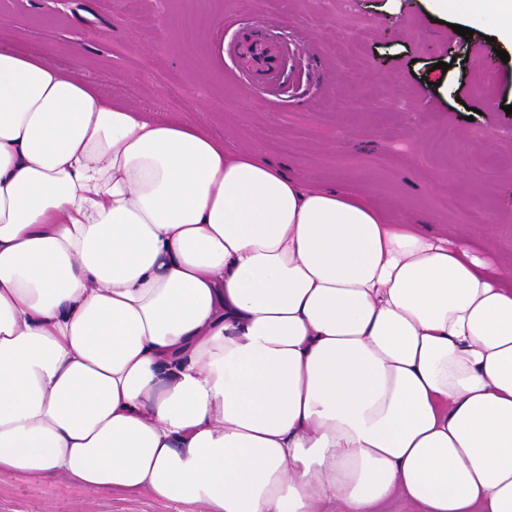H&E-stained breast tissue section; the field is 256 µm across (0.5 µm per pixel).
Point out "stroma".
<instances>
[{
	"label": "stroma",
	"mask_w": 512,
	"mask_h": 512,
	"mask_svg": "<svg viewBox=\"0 0 512 512\" xmlns=\"http://www.w3.org/2000/svg\"><path fill=\"white\" fill-rule=\"evenodd\" d=\"M0 20L5 42L63 72L81 52V78L113 103L204 126L311 184L350 186L383 214L426 215L443 234L491 238L512 255V59L496 54L512 46L463 38L456 13L433 22L426 0H0ZM256 26L288 43L273 86L256 85L233 51ZM474 208L495 224L471 223ZM0 512L195 508L1 471Z\"/></svg>",
	"instance_id": "1"
}]
</instances>
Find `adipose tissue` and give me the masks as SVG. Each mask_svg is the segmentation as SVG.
<instances>
[{
    "mask_svg": "<svg viewBox=\"0 0 512 512\" xmlns=\"http://www.w3.org/2000/svg\"><path fill=\"white\" fill-rule=\"evenodd\" d=\"M512 41V0H428ZM0 43V471L200 512H512V266Z\"/></svg>",
    "mask_w": 512,
    "mask_h": 512,
    "instance_id": "1",
    "label": "adipose tissue"
}]
</instances>
